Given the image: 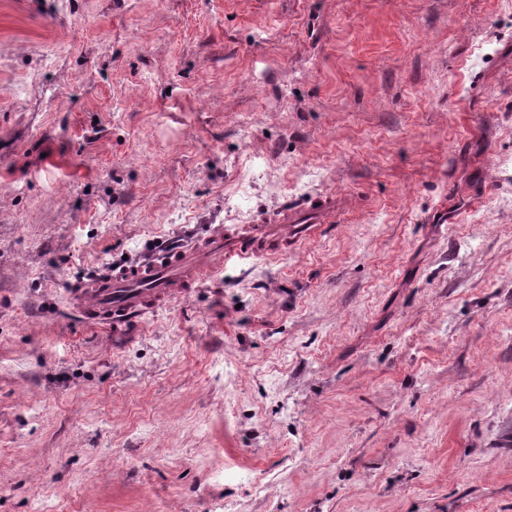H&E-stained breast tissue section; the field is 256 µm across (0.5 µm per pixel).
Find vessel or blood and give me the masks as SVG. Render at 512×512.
Segmentation results:
<instances>
[{"mask_svg":"<svg viewBox=\"0 0 512 512\" xmlns=\"http://www.w3.org/2000/svg\"><path fill=\"white\" fill-rule=\"evenodd\" d=\"M335 218L332 198L320 197L308 209L281 211L274 223L222 225L190 248L68 283L66 292L84 323L109 324L118 330L157 306L188 298L225 263L281 255L320 236Z\"/></svg>","mask_w":512,"mask_h":512,"instance_id":"1","label":"vessel or blood"}]
</instances>
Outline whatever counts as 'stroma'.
<instances>
[{
    "instance_id": "1",
    "label": "stroma",
    "mask_w": 512,
    "mask_h": 512,
    "mask_svg": "<svg viewBox=\"0 0 512 512\" xmlns=\"http://www.w3.org/2000/svg\"><path fill=\"white\" fill-rule=\"evenodd\" d=\"M322 193L126 330L69 313ZM0 512H512V0H0ZM332 198L318 197L307 210L281 211L275 224L221 225L188 248L165 252L161 262L149 259L105 275L69 282L66 292L86 324H112L115 330L157 306L186 299L224 263L259 256L274 257L318 237L323 224L334 222Z\"/></svg>"
}]
</instances>
